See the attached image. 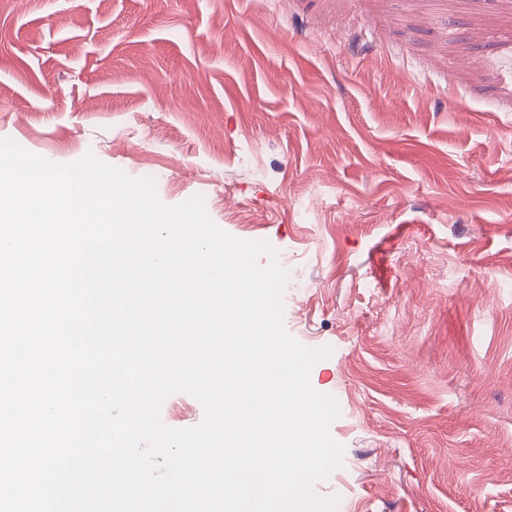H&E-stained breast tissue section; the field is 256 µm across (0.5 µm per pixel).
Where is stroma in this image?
I'll list each match as a JSON object with an SVG mask.
<instances>
[{"label":"stroma","mask_w":512,"mask_h":512,"mask_svg":"<svg viewBox=\"0 0 512 512\" xmlns=\"http://www.w3.org/2000/svg\"><path fill=\"white\" fill-rule=\"evenodd\" d=\"M508 58L512 0H0V137L277 250L336 512H512Z\"/></svg>","instance_id":"obj_1"}]
</instances>
